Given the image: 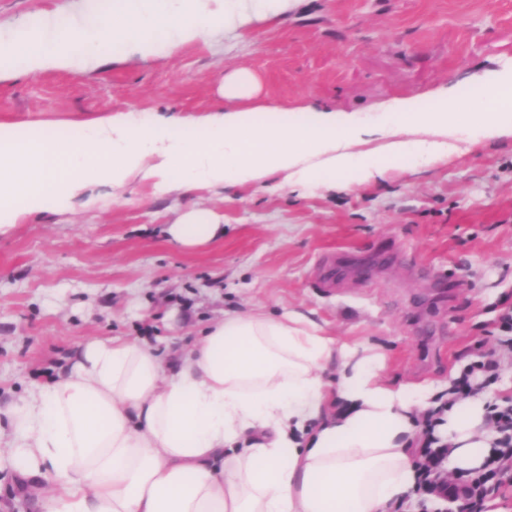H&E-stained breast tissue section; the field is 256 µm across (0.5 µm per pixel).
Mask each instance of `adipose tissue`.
Returning <instances> with one entry per match:
<instances>
[{
  "label": "adipose tissue",
  "mask_w": 512,
  "mask_h": 512,
  "mask_svg": "<svg viewBox=\"0 0 512 512\" xmlns=\"http://www.w3.org/2000/svg\"><path fill=\"white\" fill-rule=\"evenodd\" d=\"M295 0H114L111 13L45 12L0 34V82L19 74L76 72L111 48L152 58L279 18ZM434 96L429 109L394 100L371 132L320 114L302 127L252 129L221 107L185 119L106 114L76 126L33 121L0 127V235L30 217L99 208L135 179L160 192L255 183L353 187L399 164L430 165L456 141L491 142L512 131V70L472 84L468 109ZM220 218L193 210L169 232L191 247L213 239ZM336 345L305 317L261 312L215 321L188 353L157 354L119 338L88 343L67 370L33 385L4 410L10 439L0 472L24 481L34 512H393L416 483L408 443L413 398L387 386L377 356ZM340 373L347 408H331L322 377ZM485 403L446 413L447 467L477 468L491 439Z\"/></svg>",
  "instance_id": "adipose-tissue-1"
}]
</instances>
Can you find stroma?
<instances>
[{
    "mask_svg": "<svg viewBox=\"0 0 512 512\" xmlns=\"http://www.w3.org/2000/svg\"><path fill=\"white\" fill-rule=\"evenodd\" d=\"M111 0H0V29L41 11L101 13ZM512 61V0H299L281 20L152 59L132 53L78 72L0 83V125L76 124L104 112L199 117L240 71L248 121L305 125L315 111L377 122L391 101L446 93L466 111L470 82ZM192 209L224 233L193 248L170 235ZM337 253L373 266L325 289ZM512 307V136L448 160L401 165L352 188L256 185L158 194L131 181L99 209L47 212L0 236V406L88 342L189 349L227 314L297 313L336 343L379 355L392 388L444 395L472 362L499 363L481 396L512 398V348L497 318Z\"/></svg>",
    "mask_w": 512,
    "mask_h": 512,
    "instance_id": "stroma-1",
    "label": "stroma"
}]
</instances>
